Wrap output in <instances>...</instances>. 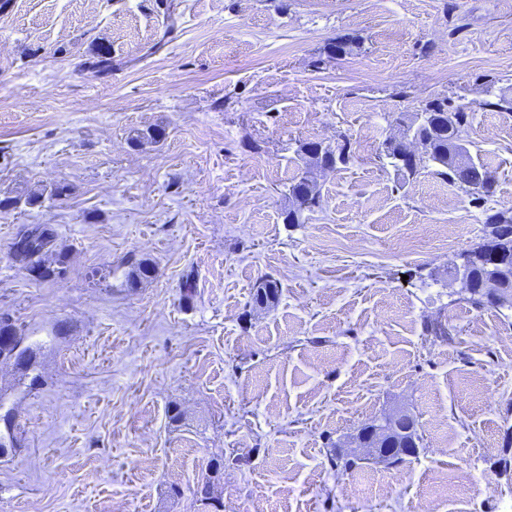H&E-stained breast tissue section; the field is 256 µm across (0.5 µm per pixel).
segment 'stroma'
Segmentation results:
<instances>
[{
	"label": "stroma",
	"mask_w": 512,
	"mask_h": 512,
	"mask_svg": "<svg viewBox=\"0 0 512 512\" xmlns=\"http://www.w3.org/2000/svg\"><path fill=\"white\" fill-rule=\"evenodd\" d=\"M172 2L168 34L157 0L0 8V316L40 375L0 364L19 441L0 512H201L216 456L222 512H512V308L450 274L512 207V0ZM102 45L119 67L80 70ZM444 98L495 176L485 207L382 153ZM343 140L351 161L314 170L318 205L284 223L300 146ZM30 224L53 226L64 279L10 253ZM265 280L279 297L254 306ZM397 409L416 457L331 465Z\"/></svg>",
	"instance_id": "stroma-1"
}]
</instances>
